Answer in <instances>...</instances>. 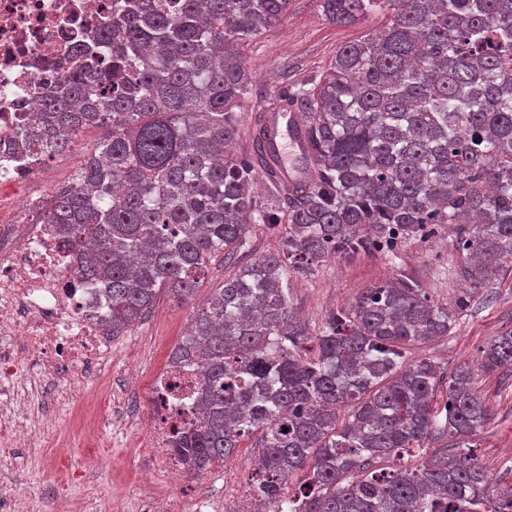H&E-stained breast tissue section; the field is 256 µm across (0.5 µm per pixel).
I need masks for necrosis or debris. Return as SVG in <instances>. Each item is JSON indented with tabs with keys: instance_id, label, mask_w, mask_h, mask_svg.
Wrapping results in <instances>:
<instances>
[{
	"instance_id": "necrosis-or-debris-1",
	"label": "necrosis or debris",
	"mask_w": 512,
	"mask_h": 512,
	"mask_svg": "<svg viewBox=\"0 0 512 512\" xmlns=\"http://www.w3.org/2000/svg\"><path fill=\"white\" fill-rule=\"evenodd\" d=\"M125 0H0V338L20 339L19 357L0 359V378L41 376L60 369L73 383L92 367L112 362V336L100 322L109 313L97 288L77 282L71 258L43 220L44 204L30 190L45 164L13 154L23 113L38 108L73 66V50L93 45L98 31ZM195 366L158 374L150 397L151 452L159 459L147 472L150 486L139 512H181L180 494H155L154 486H180L182 465L165 450L176 424L196 418Z\"/></svg>"
}]
</instances>
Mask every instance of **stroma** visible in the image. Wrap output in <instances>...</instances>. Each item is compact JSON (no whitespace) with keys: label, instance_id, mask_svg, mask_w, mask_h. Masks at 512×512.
<instances>
[{"label":"stroma","instance_id":"stroma-1","mask_svg":"<svg viewBox=\"0 0 512 512\" xmlns=\"http://www.w3.org/2000/svg\"><path fill=\"white\" fill-rule=\"evenodd\" d=\"M382 22V15L371 14L354 24L336 25L327 21L320 0H289L279 22L240 49L253 76V89L240 114L233 154L243 157L251 153L256 116L275 107L284 88L312 82L338 48L378 29ZM105 134L99 127L86 128L71 149L49 160L47 173L52 184H71ZM462 262V254L443 228L427 240L408 243L393 263L367 253L334 257L310 273L291 275L288 300L293 311L315 329L331 309L400 269L420 281L435 301L451 306L465 293L459 276ZM235 272V265L219 256L211 261L191 300L181 303L160 297L117 344L109 370L88 383L73 385L65 374L57 373L16 387L14 397L21 409L10 411L1 402L0 424L25 421L39 426L47 422L53 430L46 442L0 449V490L26 497L30 512H68L72 499L83 500L93 510L101 492L111 494V512H138L137 502L145 493L141 472L144 434L149 427L147 396L157 373L186 335L198 306ZM470 295L469 308L457 318L449 336L417 345L413 357L433 359L451 370L472 366L480 347L512 330V262L505 263L494 279ZM477 381L492 420L474 436V453L497 485H510L512 376L482 373ZM99 449L107 452V465L96 462L94 453ZM259 452L255 438H247L225 459L223 468L199 475L184 473L182 485L190 495L210 500L216 512H223L225 476L247 478L245 466ZM65 469L81 474L82 479L69 484L65 496H53L50 490Z\"/></svg>","mask_w":512,"mask_h":512}]
</instances>
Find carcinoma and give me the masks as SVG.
Here are the masks:
<instances>
[{"instance_id": "1", "label": "carcinoma", "mask_w": 512, "mask_h": 512, "mask_svg": "<svg viewBox=\"0 0 512 512\" xmlns=\"http://www.w3.org/2000/svg\"><path fill=\"white\" fill-rule=\"evenodd\" d=\"M327 19L390 12L340 47L319 79L280 101L297 111L308 173L270 200L266 121L256 156L227 151L251 76L238 46L283 17L288 0H129L37 111L21 157L51 158L87 127L107 135L45 206L78 282L100 286L112 335L161 294L190 299L208 264L246 247L253 224L281 233L198 309L168 367L201 369V418L167 447L191 473L253 434V483L288 512H512L469 438L491 420L472 371L448 372L411 347L446 336L451 310L397 271L325 315L312 333L288 302V276L330 257L382 252L443 225L476 289L512 261V0H321ZM483 371L512 367V333L480 349ZM440 443L413 467L401 460ZM454 451H448V447ZM392 465L373 469L371 463Z\"/></svg>"}]
</instances>
